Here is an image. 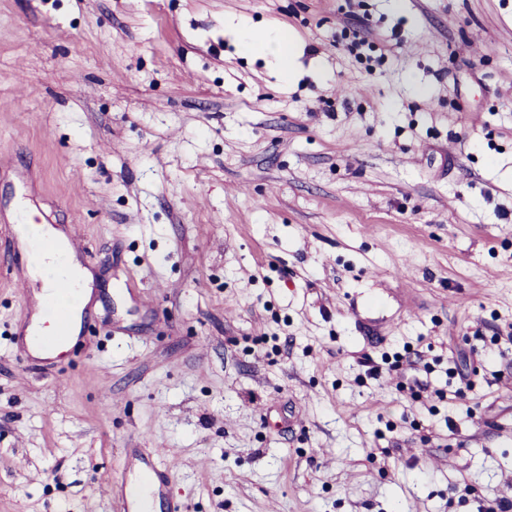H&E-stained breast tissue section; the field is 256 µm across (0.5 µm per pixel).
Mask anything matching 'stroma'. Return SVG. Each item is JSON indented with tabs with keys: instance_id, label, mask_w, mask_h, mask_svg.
<instances>
[{
	"instance_id": "1",
	"label": "stroma",
	"mask_w": 512,
	"mask_h": 512,
	"mask_svg": "<svg viewBox=\"0 0 512 512\" xmlns=\"http://www.w3.org/2000/svg\"><path fill=\"white\" fill-rule=\"evenodd\" d=\"M21 207L91 274L48 362ZM155 452L185 512L512 496V0H0V512ZM237 30L244 52L258 53L273 49L279 56L284 75L289 76L294 71L293 38L287 30L271 33L240 26H237Z\"/></svg>"
}]
</instances>
